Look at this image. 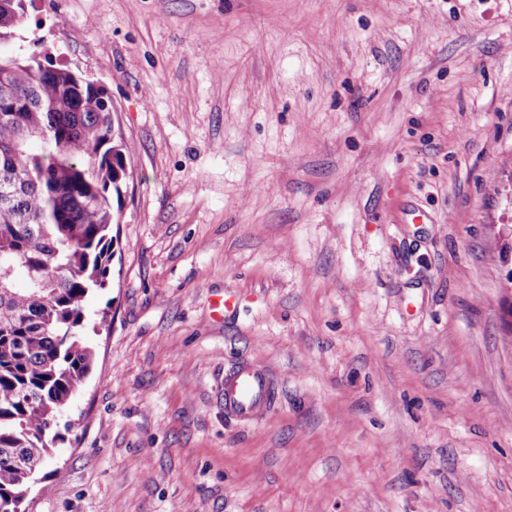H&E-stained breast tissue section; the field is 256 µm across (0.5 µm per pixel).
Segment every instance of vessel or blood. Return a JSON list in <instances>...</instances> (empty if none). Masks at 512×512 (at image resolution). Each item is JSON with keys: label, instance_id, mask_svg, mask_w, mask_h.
<instances>
[{"label": "vessel or blood", "instance_id": "vessel-or-blood-1", "mask_svg": "<svg viewBox=\"0 0 512 512\" xmlns=\"http://www.w3.org/2000/svg\"><path fill=\"white\" fill-rule=\"evenodd\" d=\"M275 393V383L265 369L241 362L224 376V411L246 422L261 419L270 411Z\"/></svg>", "mask_w": 512, "mask_h": 512}]
</instances>
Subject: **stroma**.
I'll return each mask as SVG.
<instances>
[{"label": "stroma", "mask_w": 512, "mask_h": 512, "mask_svg": "<svg viewBox=\"0 0 512 512\" xmlns=\"http://www.w3.org/2000/svg\"><path fill=\"white\" fill-rule=\"evenodd\" d=\"M22 35L131 148L29 512H512V0H34ZM275 393L269 373L254 363L243 361L224 374V412L240 420L263 418L272 407Z\"/></svg>", "instance_id": "obj_1"}]
</instances>
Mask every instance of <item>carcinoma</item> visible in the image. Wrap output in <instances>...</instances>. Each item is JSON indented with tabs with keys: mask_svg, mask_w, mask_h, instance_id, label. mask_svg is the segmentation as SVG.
<instances>
[{
	"mask_svg": "<svg viewBox=\"0 0 512 512\" xmlns=\"http://www.w3.org/2000/svg\"><path fill=\"white\" fill-rule=\"evenodd\" d=\"M28 2L0 0V512L45 469L93 366L84 307L108 283L112 196L128 175L104 92L50 54L15 51Z\"/></svg>",
	"mask_w": 512,
	"mask_h": 512,
	"instance_id": "1",
	"label": "carcinoma"
}]
</instances>
